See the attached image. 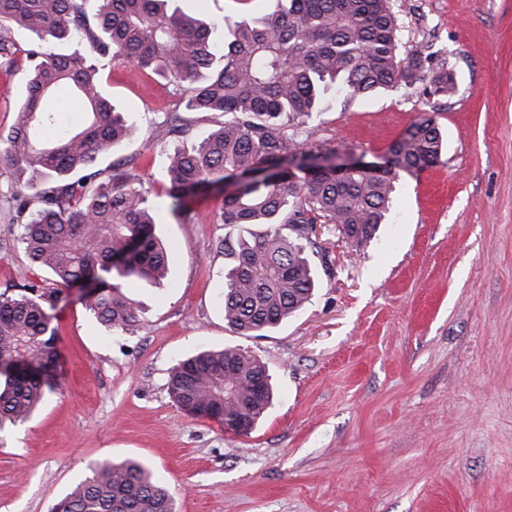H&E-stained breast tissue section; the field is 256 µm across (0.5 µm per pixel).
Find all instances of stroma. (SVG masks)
Listing matches in <instances>:
<instances>
[{
  "label": "stroma",
  "mask_w": 512,
  "mask_h": 512,
  "mask_svg": "<svg viewBox=\"0 0 512 512\" xmlns=\"http://www.w3.org/2000/svg\"><path fill=\"white\" fill-rule=\"evenodd\" d=\"M232 19L276 0H180ZM402 45L431 44L456 78L431 102L401 88L351 102L329 94L299 151L374 159L435 110L446 149L402 175L385 224L354 249L335 225L315 237L318 286L260 338L224 323V193L160 194L172 107L160 78L103 59L114 103L143 130L115 158L146 166L156 233L169 246L161 286L130 288L132 333L109 331L75 292L55 310L63 382L25 423L0 430V512H51L94 459L133 458L175 512H512V0H394ZM26 66L0 71V132L25 95ZM0 211V292L53 278L30 262ZM239 345L268 366L274 400L247 437L170 398V369L203 347Z\"/></svg>",
  "instance_id": "1"
}]
</instances>
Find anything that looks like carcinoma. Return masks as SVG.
I'll list each match as a JSON object with an SVG mask.
<instances>
[{
  "label": "carcinoma",
  "instance_id": "cac0c4a2",
  "mask_svg": "<svg viewBox=\"0 0 512 512\" xmlns=\"http://www.w3.org/2000/svg\"><path fill=\"white\" fill-rule=\"evenodd\" d=\"M224 27V48L211 35ZM15 29L35 36L26 46ZM392 0H278L275 11L236 20L185 13L178 0H0V68L27 64V94L15 124L0 134L3 194L15 241L56 288L38 283L0 293V425L28 420L60 386L52 310L60 288L98 283L84 308L113 331L139 325L131 282L155 284L168 267L156 236L159 212L133 159L100 164L139 128L104 89L98 59L149 71L170 86L173 107L154 127L159 140L184 137L183 112H219L224 121L167 153L162 193L186 221L185 199L226 181L254 177L224 196V323L239 336L262 337L298 314L317 276L307 257L316 225L334 224L359 249L386 218L404 173L434 166L443 149L435 112L424 111L376 162L341 173L333 164L297 162L296 137L333 90L348 100L419 84L427 98L456 89L453 72L433 53L400 50ZM68 88L81 118L65 121L51 101ZM235 382L228 385L225 373ZM269 380L265 363L238 346L202 349L173 368L168 391L183 410L213 419L238 436L265 416L263 397L240 403ZM53 512H175L171 495L139 461L95 459Z\"/></svg>",
  "mask_w": 512,
  "mask_h": 512
}]
</instances>
